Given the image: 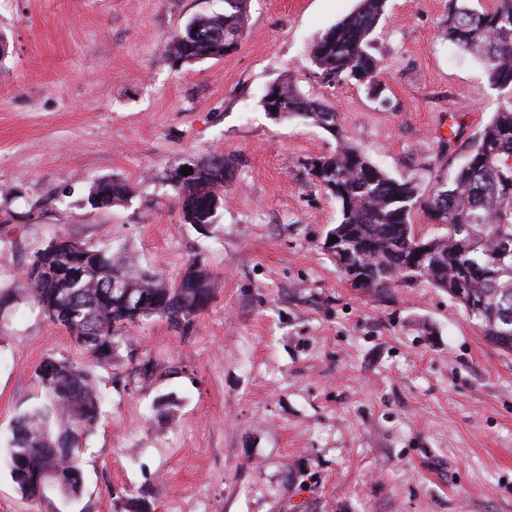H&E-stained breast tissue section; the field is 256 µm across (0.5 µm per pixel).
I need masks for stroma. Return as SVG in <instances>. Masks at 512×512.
Listing matches in <instances>:
<instances>
[{
	"mask_svg": "<svg viewBox=\"0 0 512 512\" xmlns=\"http://www.w3.org/2000/svg\"><path fill=\"white\" fill-rule=\"evenodd\" d=\"M357 4L248 0L233 51L175 67L166 41L224 0H0V512H512V354L429 283L351 287L322 248L339 206L305 170L336 140L261 105L292 83L393 177L447 181L496 108L483 67L442 36L448 0H387L382 100L323 87L310 46ZM213 154L235 170L203 231L165 175ZM104 179L131 199L91 208ZM59 234L171 281L199 258L214 295L188 336L152 320L87 364L104 399L83 493L35 504L4 445L38 364L83 355L17 276Z\"/></svg>",
	"mask_w": 512,
	"mask_h": 512,
	"instance_id": "obj_1",
	"label": "stroma"
}]
</instances>
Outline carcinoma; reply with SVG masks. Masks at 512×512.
<instances>
[{
    "label": "carcinoma",
    "instance_id": "carcinoma-1",
    "mask_svg": "<svg viewBox=\"0 0 512 512\" xmlns=\"http://www.w3.org/2000/svg\"><path fill=\"white\" fill-rule=\"evenodd\" d=\"M387 0H359L357 8L322 32L310 48L322 84L355 82L374 90L381 70L371 53L372 35L385 14ZM247 0H224V12L191 18L170 37L164 55L173 64L218 58L233 50L244 34ZM462 50L483 65L488 86L497 91L490 121L467 147L454 177L428 192L416 180H398L376 165L345 137L336 112L304 96L288 83L270 85L262 99L265 112L280 118L300 116L329 132L336 149L312 157L306 170L340 205L335 229L384 293L412 281L440 288L460 304L482 335L512 353V0H497L479 10L470 0H448L442 29ZM194 175L173 169L166 180L178 199L186 224H213L234 160L222 154L189 163ZM129 188L118 179L94 183L87 202L96 209L128 201ZM422 213L445 233L415 241L413 216ZM49 272L41 279L20 276L24 291L49 321L65 329L83 354L112 363L118 339L153 318L166 320L181 335L212 297V276L197 259L186 262L169 283L142 269L130 253H114L66 235L55 236L29 265ZM67 265L83 271L75 283L51 272ZM147 297L137 315L123 303L125 295ZM44 401L20 415L8 440L13 484L27 500L47 489L74 498L82 489L78 456L83 438L100 418V392L93 375L66 358L48 357L35 369Z\"/></svg>",
    "mask_w": 512,
    "mask_h": 512
}]
</instances>
